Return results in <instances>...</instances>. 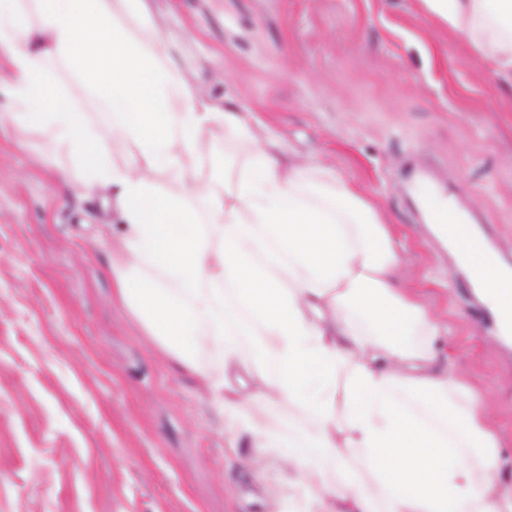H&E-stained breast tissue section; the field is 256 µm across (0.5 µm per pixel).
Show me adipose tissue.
I'll return each instance as SVG.
<instances>
[{
  "label": "adipose tissue",
  "mask_w": 512,
  "mask_h": 512,
  "mask_svg": "<svg viewBox=\"0 0 512 512\" xmlns=\"http://www.w3.org/2000/svg\"><path fill=\"white\" fill-rule=\"evenodd\" d=\"M420 3L479 52L492 82L512 86V0ZM1 56L0 97L53 125L86 194H111L128 253L114 286L146 335L217 394L228 425L245 399L241 371L263 372L256 398L301 410L288 434L259 415L250 425L252 446L281 449L302 486L294 512H512V482L490 473L501 442L481 395L449 380L430 343L443 327L402 282L393 230L353 182L287 157L250 108L218 109L176 79L143 0H0ZM52 58L96 91L110 133L74 97L46 95ZM217 126L241 160L220 190L195 171ZM478 275L512 329V281L489 266Z\"/></svg>",
  "instance_id": "ef3b65f1"
}]
</instances>
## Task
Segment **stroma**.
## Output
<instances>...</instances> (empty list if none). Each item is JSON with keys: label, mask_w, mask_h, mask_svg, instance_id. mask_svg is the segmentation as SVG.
I'll return each mask as SVG.
<instances>
[{"label": "stroma", "mask_w": 512, "mask_h": 512, "mask_svg": "<svg viewBox=\"0 0 512 512\" xmlns=\"http://www.w3.org/2000/svg\"><path fill=\"white\" fill-rule=\"evenodd\" d=\"M180 79L246 106L289 152L340 167L447 313L452 372L487 396L512 475V343L409 193L422 174L512 262V92L418 0H146ZM108 130L96 92L44 66ZM48 125L0 101V512H269L272 448L231 451L224 411L117 300L112 209Z\"/></svg>", "instance_id": "stroma-1"}]
</instances>
